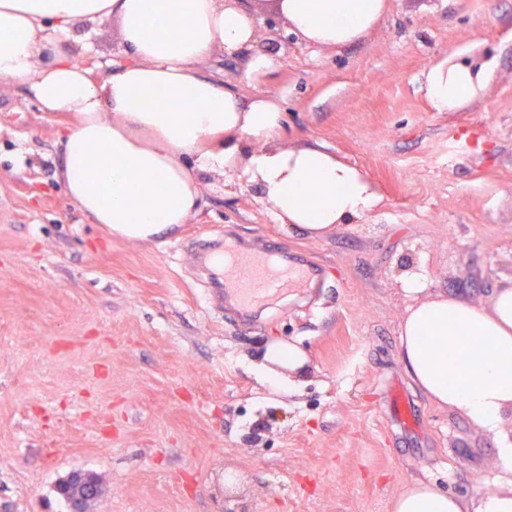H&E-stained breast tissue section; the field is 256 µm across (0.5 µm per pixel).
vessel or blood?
I'll return each mask as SVG.
<instances>
[{
	"label": "vessel or blood",
	"mask_w": 512,
	"mask_h": 512,
	"mask_svg": "<svg viewBox=\"0 0 512 512\" xmlns=\"http://www.w3.org/2000/svg\"><path fill=\"white\" fill-rule=\"evenodd\" d=\"M224 268L232 293L242 309L263 302L269 297L292 288L303 287L307 273L290 267H274L270 258L226 251ZM386 409L402 430L411 431L421 421V411L396 380H389L385 395Z\"/></svg>",
	"instance_id": "obj_1"
}]
</instances>
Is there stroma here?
Listing matches in <instances>:
<instances>
[{
  "mask_svg": "<svg viewBox=\"0 0 512 512\" xmlns=\"http://www.w3.org/2000/svg\"><path fill=\"white\" fill-rule=\"evenodd\" d=\"M389 4L346 48L261 21L268 68L225 54L199 65L242 96L271 95L283 143H323L384 195L319 239L210 172L174 233L112 237L57 178L69 115L0 78V512H69L57 487L74 472L101 483L89 512H391L415 478L459 496L494 488L493 435L417 390L423 420L402 433L383 391L409 381L406 274L483 305L512 284V0ZM65 45L95 82L131 59L109 23H77ZM451 53L485 55L492 76L477 101L436 112L422 74ZM227 244L279 250L318 277L243 320L205 261ZM275 340L306 354L295 392L258 370Z\"/></svg>",
  "mask_w": 512,
  "mask_h": 512,
  "instance_id": "1",
  "label": "stroma"
}]
</instances>
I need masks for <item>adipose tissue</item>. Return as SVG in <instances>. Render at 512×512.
<instances>
[{
  "mask_svg": "<svg viewBox=\"0 0 512 512\" xmlns=\"http://www.w3.org/2000/svg\"><path fill=\"white\" fill-rule=\"evenodd\" d=\"M388 0H0V76L28 87L44 111L75 121L63 136L58 177L87 220L113 236L151 241L186 223L199 205L198 175L218 172L256 187L277 223L320 238L380 210L369 176L320 143L281 145L286 116L270 97L245 98L202 75L200 62L252 47L260 14L287 23L307 44L344 47L377 27ZM114 24L131 63L92 82L62 38L79 21ZM488 63L449 55L427 68L434 111L456 112L482 96ZM419 274L404 291L399 356L413 384L442 409L494 434L498 487L470 497L422 479L393 512H512V286L489 305L425 295ZM264 368L289 386L304 353L271 343Z\"/></svg>",
  "mask_w": 512,
  "mask_h": 512,
  "instance_id": "adipose-tissue-1",
  "label": "adipose tissue"
}]
</instances>
